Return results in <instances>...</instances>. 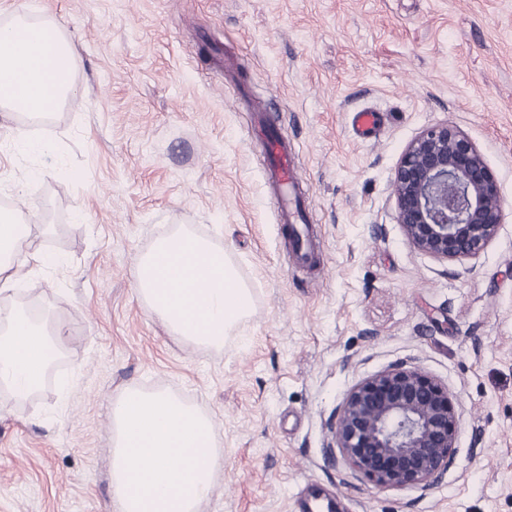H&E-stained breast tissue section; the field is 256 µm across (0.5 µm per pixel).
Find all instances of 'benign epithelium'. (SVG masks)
Returning <instances> with one entry per match:
<instances>
[{
    "instance_id": "1",
    "label": "benign epithelium",
    "mask_w": 512,
    "mask_h": 512,
    "mask_svg": "<svg viewBox=\"0 0 512 512\" xmlns=\"http://www.w3.org/2000/svg\"><path fill=\"white\" fill-rule=\"evenodd\" d=\"M394 187L408 241L437 260L475 258L499 232L497 178L452 125L428 127L407 146ZM457 425L441 384L416 369L387 368L347 392L333 438L345 463L377 487H426L447 472Z\"/></svg>"
}]
</instances>
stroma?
Here are the masks:
<instances>
[{"instance_id":"1","label":"stroma","mask_w":512,"mask_h":512,"mask_svg":"<svg viewBox=\"0 0 512 512\" xmlns=\"http://www.w3.org/2000/svg\"><path fill=\"white\" fill-rule=\"evenodd\" d=\"M54 22L77 95L0 112V202L36 211L54 261L9 298L70 340L42 389L0 390V512H115L110 403L166 391L213 417L222 456L199 512H512V0H0V25ZM374 109L375 140L354 136ZM295 143L315 267L298 266L245 115ZM450 123L496 175L503 222L478 257L417 251L393 175ZM45 142L18 150L19 132ZM177 226L224 249L253 311L210 349L167 332L135 259ZM391 366L448 391L453 460L433 486L380 489L333 446L347 391Z\"/></svg>"}]
</instances>
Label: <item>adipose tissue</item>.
<instances>
[{"mask_svg":"<svg viewBox=\"0 0 512 512\" xmlns=\"http://www.w3.org/2000/svg\"><path fill=\"white\" fill-rule=\"evenodd\" d=\"M38 35L17 50L9 29L0 26V110L23 101L32 114L72 101L75 91L72 46L56 36V27L38 23ZM34 211L0 210V295L10 294L25 276L18 259L46 262L34 248L30 226ZM135 289L167 331L198 345L219 348L252 311L247 284L223 249L178 227L159 240L152 253L136 259ZM68 337L58 327L33 319L26 311L0 306V388L24 399L36 392Z\"/></svg>","mask_w":512,"mask_h":512,"instance_id":"1","label":"adipose tissue"}]
</instances>
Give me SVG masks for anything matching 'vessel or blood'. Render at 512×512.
<instances>
[{
	"instance_id": "1",
	"label": "vessel or blood",
	"mask_w": 512,
	"mask_h": 512,
	"mask_svg": "<svg viewBox=\"0 0 512 512\" xmlns=\"http://www.w3.org/2000/svg\"><path fill=\"white\" fill-rule=\"evenodd\" d=\"M252 133L261 140L270 164V176L280 189V220L290 225L292 232L301 238L302 247L298 253V261L302 264L307 263L313 258L312 240L308 230L311 215L296 191L300 179L297 166L298 152L290 141L269 137L263 120H255Z\"/></svg>"
}]
</instances>
